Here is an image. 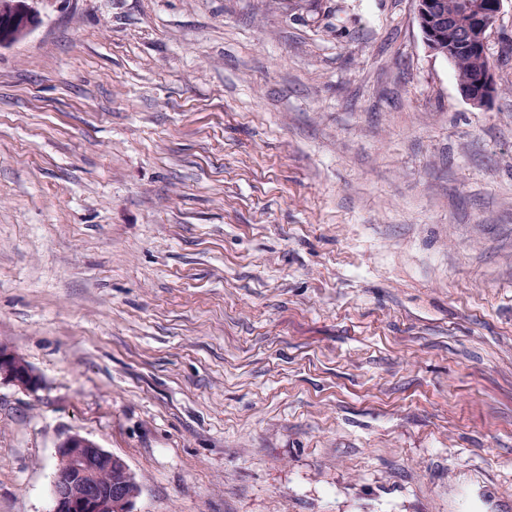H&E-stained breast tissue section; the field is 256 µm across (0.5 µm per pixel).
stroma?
<instances>
[{"label": "stroma", "mask_w": 512, "mask_h": 512, "mask_svg": "<svg viewBox=\"0 0 512 512\" xmlns=\"http://www.w3.org/2000/svg\"><path fill=\"white\" fill-rule=\"evenodd\" d=\"M0 47V512H512V0L477 108L413 0H32ZM0 377L8 378L20 388L32 390L38 385V377L18 355L0 349ZM55 457L52 512H133V474L121 457L77 434L59 443Z\"/></svg>", "instance_id": "stroma-1"}]
</instances>
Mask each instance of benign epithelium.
Masks as SVG:
<instances>
[{"instance_id":"benign-epithelium-1","label":"benign epithelium","mask_w":512,"mask_h":512,"mask_svg":"<svg viewBox=\"0 0 512 512\" xmlns=\"http://www.w3.org/2000/svg\"><path fill=\"white\" fill-rule=\"evenodd\" d=\"M418 26L428 47L448 58L459 54L479 55V66L458 80L464 98L483 107L496 92L488 34L495 26L504 0L496 10L486 11L485 0H414ZM11 0H0V36L29 31L34 12L22 4L10 9ZM0 377L20 388L32 390L38 377L18 355L0 349ZM52 512H133L136 492L133 474L119 456L80 435H70L55 452Z\"/></svg>"}]
</instances>
